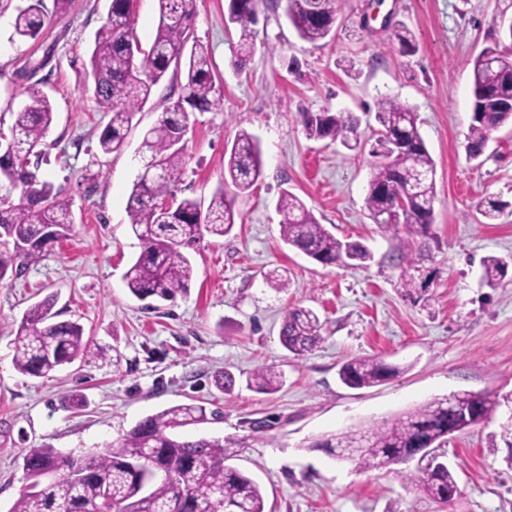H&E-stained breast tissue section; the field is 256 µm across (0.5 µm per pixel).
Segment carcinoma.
I'll return each mask as SVG.
<instances>
[{
    "label": "carcinoma",
    "instance_id": "1",
    "mask_svg": "<svg viewBox=\"0 0 512 512\" xmlns=\"http://www.w3.org/2000/svg\"><path fill=\"white\" fill-rule=\"evenodd\" d=\"M261 0H230L229 19L239 27L234 63L244 68L255 50ZM341 0H288V18L299 37L316 44L331 36ZM159 22L149 51L141 60L129 44H138L128 0H111L107 17L97 33L88 62L82 64L85 91L107 105L111 117L98 137L104 154L124 150L133 119L150 100L153 89L167 75L177 80L179 92L169 96L163 112L145 132L143 147L156 175L137 179L128 196L126 211L133 233L143 251L124 275L129 292L137 299L172 301L187 291L193 265L182 248L203 233L223 237L236 224L235 203L262 175L261 150L256 139L243 132L234 140L224 164V183L208 204L184 198L162 211L155 201L168 196L181 180L186 161L180 142L186 132L189 112H209L224 104L216 82L212 58L194 41V0H157ZM46 23L40 0H30L18 9L13 35L37 38ZM26 104L15 113L10 134L0 151V179L20 189L19 201H0V245L14 244L13 256L0 253V280L8 273L36 261L43 240L66 238L72 231L69 204L60 190L40 181L28 170L29 157L42 154L44 139L54 112L49 97L37 83L29 85ZM473 99L483 106L486 119L471 117L466 150L482 155L493 126L512 123V111L498 107L512 99V58L487 47L473 61ZM381 150L365 198L375 223L388 230L426 238L433 224L435 163L417 125L413 108L395 99L379 104ZM302 124L311 139H329L347 148L358 140V120L349 112H305ZM401 142L406 151L388 160V148ZM414 201L402 225L389 214L406 191ZM284 242L322 265L360 264L372 258L360 242L340 240L293 193L284 190L279 199ZM21 264L13 265V260ZM508 262L497 256L483 260L482 280L494 288L503 280ZM51 296L32 305L14 330V366L32 377H47L77 359L99 354L75 321H58ZM322 324L316 313L294 308L284 317L282 346L294 356H303L322 342ZM401 368L377 357L345 362L339 376L349 388L373 387L400 373ZM283 384L274 370L259 369L247 387L268 394ZM458 415L448 410V398L436 399L379 426L331 435L312 444L331 456L338 448H355L344 456L363 469L397 465L409 457L448 442V435L463 432L488 418L500 401L488 395L461 391L453 394ZM206 420L202 406L176 405L140 420L119 441L93 453L72 456L44 445L22 455L23 484L8 512H265L259 484L240 470L225 464L224 440H187L176 430ZM406 480L427 498L442 505L458 493L448 464L435 458Z\"/></svg>",
    "mask_w": 512,
    "mask_h": 512
}]
</instances>
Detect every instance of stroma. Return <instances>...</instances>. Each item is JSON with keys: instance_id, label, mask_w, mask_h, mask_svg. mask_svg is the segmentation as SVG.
<instances>
[{"instance_id": "stroma-1", "label": "stroma", "mask_w": 512, "mask_h": 512, "mask_svg": "<svg viewBox=\"0 0 512 512\" xmlns=\"http://www.w3.org/2000/svg\"><path fill=\"white\" fill-rule=\"evenodd\" d=\"M26 3L0 0V132L8 133L25 101L21 67L53 47L38 74L55 121L37 175L60 188L74 224L70 237L0 282V512L18 495L24 449L81 455L185 403L204 405L210 416L183 437L223 439L228 465L258 482L266 512H512L498 413L441 447L459 489L448 506L403 481L419 461L363 470L311 447L321 435L456 392L512 394V270L497 287L481 282L484 258L512 257V125L492 132L479 159L465 151L472 61L499 43L512 0H343L334 34L316 45L299 38L282 0H265L256 51L242 69L234 65L239 31L225 20L228 0H195L193 36L212 56L224 105L190 114L187 167L174 194L209 202L224 179V154L243 131L260 142L262 175L238 197L232 232L203 235L188 249L187 293L158 304L134 298L123 281L142 251L126 204L143 131L160 116L171 83L155 87L124 152L101 154L98 136L110 114L84 91L81 64L110 0H74L65 14L55 0H42L45 30L19 41L12 23ZM401 26L416 40L413 54L391 39ZM389 97L415 109L435 162L426 238L380 227L365 207L376 113ZM326 109L359 119L360 148L308 138L302 113ZM285 189L336 237L365 244L371 260L325 267L285 244L278 209ZM489 197L504 206L491 223L481 213ZM406 257L419 288L402 286ZM283 269L287 288H270L266 275ZM50 295L60 320L79 322L103 354L49 379L25 376L13 365V328ZM293 307L314 310L323 324L322 343L299 358L280 342ZM369 356L400 366V374L371 388L345 386L342 364ZM259 368L283 372V387L249 389ZM225 371L236 378L230 394L214 385ZM259 421L266 428L257 432Z\"/></svg>"}]
</instances>
